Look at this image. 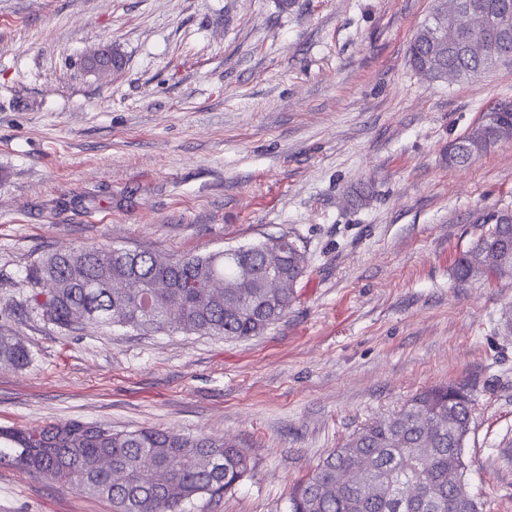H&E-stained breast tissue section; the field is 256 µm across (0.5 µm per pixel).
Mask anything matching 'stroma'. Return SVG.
<instances>
[{"label": "stroma", "mask_w": 512, "mask_h": 512, "mask_svg": "<svg viewBox=\"0 0 512 512\" xmlns=\"http://www.w3.org/2000/svg\"><path fill=\"white\" fill-rule=\"evenodd\" d=\"M431 0H0V426L237 440L250 471L184 512H288L353 432L454 382L476 399L468 493L512 512V278L457 285L475 217L512 210V140L448 143L512 103V63L433 81L408 49ZM120 74L89 73L101 46ZM297 240L287 314L244 339L64 331L30 266L105 244L160 255ZM0 512H112L0 462ZM30 352L17 338L0 334V365L23 368L29 364Z\"/></svg>", "instance_id": "35a3bbf8"}]
</instances>
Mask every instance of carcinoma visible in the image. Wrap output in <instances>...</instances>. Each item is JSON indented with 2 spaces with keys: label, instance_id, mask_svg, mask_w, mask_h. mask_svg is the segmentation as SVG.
I'll use <instances>...</instances> for the list:
<instances>
[{
  "label": "carcinoma",
  "instance_id": "carcinoma-1",
  "mask_svg": "<svg viewBox=\"0 0 512 512\" xmlns=\"http://www.w3.org/2000/svg\"><path fill=\"white\" fill-rule=\"evenodd\" d=\"M468 5L470 25L455 17ZM444 21H425L410 45V62L433 79L471 78L512 60V0H432ZM512 139V112L492 109L467 134L448 143V163L468 166L500 141ZM480 232L453 268L456 282L512 277V213L479 214ZM305 254L286 234L228 255L139 259L124 249L79 245L49 253L32 267L28 302L43 319L66 331L87 325L166 328L248 338L281 319L293 289L268 287L273 272L293 283ZM49 283L52 288L37 290ZM30 352L0 334V365L23 368ZM475 398L461 386L424 390L397 415L351 435L301 479L289 512H480L464 491ZM107 500L113 512H183L185 503L216 497L250 471V460L226 438L143 428L114 433L69 420L37 429L0 428V460ZM108 465L100 466L101 461Z\"/></svg>",
  "mask_w": 512,
  "mask_h": 512
}]
</instances>
